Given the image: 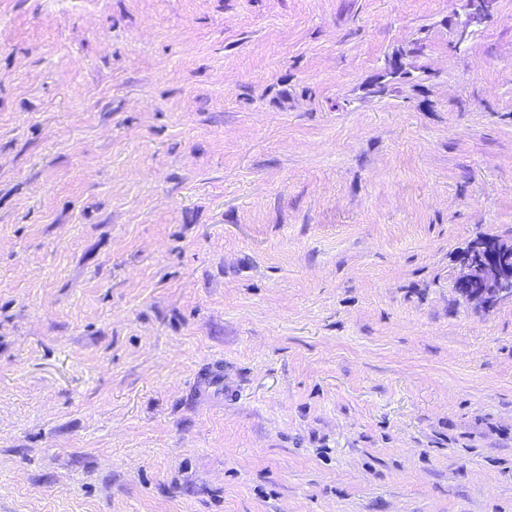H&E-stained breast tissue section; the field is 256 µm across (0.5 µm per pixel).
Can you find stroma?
I'll use <instances>...</instances> for the list:
<instances>
[{
	"label": "stroma",
	"mask_w": 512,
	"mask_h": 512,
	"mask_svg": "<svg viewBox=\"0 0 512 512\" xmlns=\"http://www.w3.org/2000/svg\"><path fill=\"white\" fill-rule=\"evenodd\" d=\"M473 11L0 0V512H512V300L456 288L512 244V0ZM210 391L214 394L224 391V369L217 363L202 367L197 374L195 393L205 395Z\"/></svg>",
	"instance_id": "35a3bbf8"
}]
</instances>
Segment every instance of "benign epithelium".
<instances>
[{"instance_id": "obj_1", "label": "benign epithelium", "mask_w": 512, "mask_h": 512, "mask_svg": "<svg viewBox=\"0 0 512 512\" xmlns=\"http://www.w3.org/2000/svg\"><path fill=\"white\" fill-rule=\"evenodd\" d=\"M479 269L462 267L457 287L468 300L491 306L512 299V248H500L487 241L477 248Z\"/></svg>"}]
</instances>
